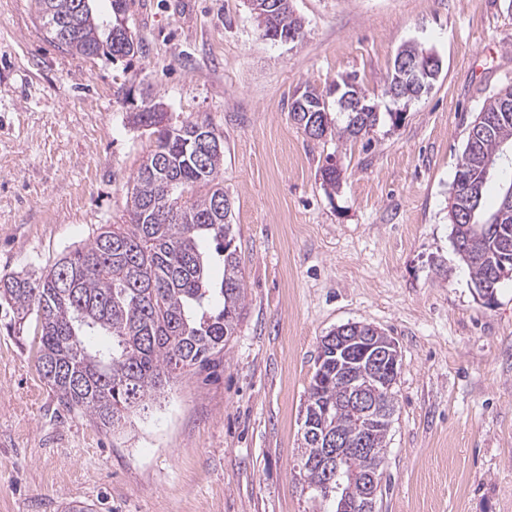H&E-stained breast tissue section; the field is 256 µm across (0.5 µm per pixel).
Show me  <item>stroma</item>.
Instances as JSON below:
<instances>
[{"label": "stroma", "instance_id": "stroma-1", "mask_svg": "<svg viewBox=\"0 0 512 512\" xmlns=\"http://www.w3.org/2000/svg\"><path fill=\"white\" fill-rule=\"evenodd\" d=\"M292 7L304 38L282 43L246 0H130L143 51L109 60L58 48L35 0H0V277L44 274L126 222L151 145L127 92L223 132L245 284L209 368L114 433L59 405L33 330L7 331L0 313V512H319L299 475L303 403L322 336L358 321L401 359L376 512H512V277L484 299L448 220L468 127L512 83V0ZM406 44L441 70L398 101L383 89ZM349 74L379 125L310 138L290 115L296 93L315 90L343 123L333 88Z\"/></svg>", "mask_w": 512, "mask_h": 512}]
</instances>
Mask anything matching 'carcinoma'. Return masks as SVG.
Here are the masks:
<instances>
[{"mask_svg": "<svg viewBox=\"0 0 512 512\" xmlns=\"http://www.w3.org/2000/svg\"><path fill=\"white\" fill-rule=\"evenodd\" d=\"M94 0H36L50 40L85 58L133 57L140 44L112 36L122 26L128 0H110L112 19L95 13ZM293 13L290 0H260L254 12L262 33L272 21ZM478 115L485 132L465 145L461 185L453 190L449 219L468 208L487 220L506 216L490 231L452 224V238L476 283L500 282L490 274L512 269V205L501 198L481 213L487 182L480 180L484 160L512 146V85L499 89ZM132 123L154 136L133 180L127 200L129 223L100 228L93 240L58 259L44 274L0 278V306L12 312L9 325L35 323V368L69 412L83 414L100 429L123 428L130 415L164 393L173 374L206 368L236 332L245 291L238 246L234 245L231 208L218 209L224 192V152L203 164L194 157L197 129L224 139L203 120L169 121L168 113L132 112ZM379 122L377 112H348L340 134L358 137ZM214 244V251L204 244ZM357 332L342 324L321 339L319 356L326 372L314 371L306 401L318 409L316 426L355 435L367 416L351 405L350 386L336 380V338L359 345ZM397 379L372 381L363 388L370 403L394 411ZM392 421L373 426L375 457L345 454L341 487L327 483L324 472L301 467L304 482L316 495L361 503L368 495L369 474L379 473Z\"/></svg>", "mask_w": 512, "mask_h": 512, "instance_id": "cac0c4a2", "label": "carcinoma"}]
</instances>
